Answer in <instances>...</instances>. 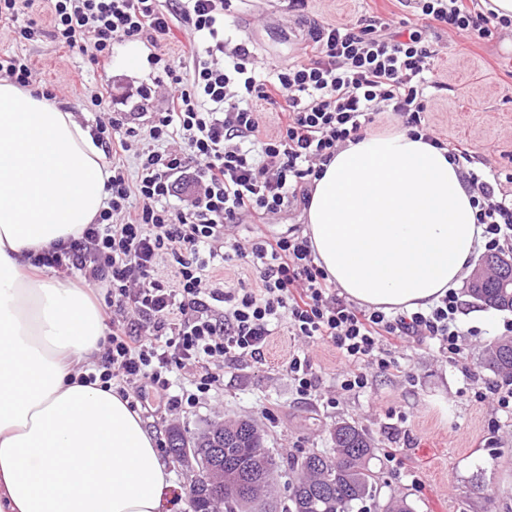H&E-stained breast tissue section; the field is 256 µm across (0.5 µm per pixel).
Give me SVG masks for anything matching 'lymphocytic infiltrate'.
<instances>
[{
	"label": "lymphocytic infiltrate",
	"instance_id": "lymphocytic-infiltrate-1",
	"mask_svg": "<svg viewBox=\"0 0 512 512\" xmlns=\"http://www.w3.org/2000/svg\"><path fill=\"white\" fill-rule=\"evenodd\" d=\"M418 24L392 29L362 14L345 22L313 21L304 57L266 74L239 43L225 51L224 17L232 0H51V36L112 60L116 43L143 34L153 42L181 26L192 46L189 74L167 54L155 61L174 90L168 108L141 128L112 120L91 132L111 158L110 198L80 237L33 255V265L78 271L105 292L112 327L86 383L130 388V408L144 388L166 397L168 410L195 407L216 369L244 357L262 361L278 327L334 347L344 361L393 367L390 349L405 338L429 339L456 359L461 353L458 295L427 311L388 315L339 296L299 234L225 238L244 218L264 220L291 203H308L316 179L346 141L365 137L381 114L410 135L448 151L463 165L485 253L512 250V170L468 169L466 142L446 145L428 118L426 92L445 90L435 69L434 26L485 40L494 17L478 0H400ZM279 116L267 131L265 115ZM133 157L135 169L124 159ZM190 193L172 204L180 185ZM169 255L175 271L158 275ZM245 265L253 279L226 282L224 269ZM191 369L189 389L171 394L174 372ZM286 372L298 395L317 399L319 366L305 350L289 355Z\"/></svg>",
	"mask_w": 512,
	"mask_h": 512
}]
</instances>
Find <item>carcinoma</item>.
Returning <instances> with one entry per match:
<instances>
[{
	"label": "carcinoma",
	"mask_w": 512,
	"mask_h": 512,
	"mask_svg": "<svg viewBox=\"0 0 512 512\" xmlns=\"http://www.w3.org/2000/svg\"><path fill=\"white\" fill-rule=\"evenodd\" d=\"M468 292L489 308L512 311V288L498 287L495 279L471 282ZM484 363L493 372L512 373V336L492 341ZM331 440L329 451L288 463L290 494L285 502L272 494L281 462L249 420L227 421L199 435L175 429L170 450L176 462L196 466L201 476L215 459L224 471L223 487L204 483L189 498L192 512H353L377 494L378 476L370 466L375 443L347 422L336 426Z\"/></svg>",
	"instance_id": "1"
}]
</instances>
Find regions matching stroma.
Listing matches in <instances>:
<instances>
[{"label": "stroma", "instance_id": "stroma-1", "mask_svg": "<svg viewBox=\"0 0 512 512\" xmlns=\"http://www.w3.org/2000/svg\"><path fill=\"white\" fill-rule=\"evenodd\" d=\"M365 11L396 22L418 21L399 0H307L299 13L288 0H235L226 28L231 43H248L271 72L301 58V17L343 22ZM32 16L42 36L24 41L0 26V56L27 57L34 85L50 90L56 102L88 126L95 112L85 102L86 87L106 89L112 111L144 126L167 107V93L157 85L155 52L190 64L186 40L177 32L157 45L146 37L123 40L115 45L111 64L102 68L88 53L53 41L49 0H35ZM431 38L441 51L438 77L448 85L428 101L435 132L452 143L468 141L495 166L512 167V30L497 29L492 39L477 42L440 29ZM133 47L138 59L132 63L128 54ZM141 88L150 89L149 100L137 101L135 92ZM457 293L464 333L460 361L449 360L433 342L407 343L389 371L360 364L368 387L337 395L330 407L296 394L283 364L297 343L282 328L272 337L264 363H225L195 408L167 411L164 400L152 393L141 416L159 440L175 427L194 433L213 422L248 418L284 461L329 448L336 424L349 421L378 445L371 465L380 486L369 512H384L387 502L401 497L414 512H512V414L499 410L495 397L481 403L471 397L473 384L503 381L482 366L481 358L490 342L505 335L512 311L483 306L463 285ZM492 419L497 422L493 430L488 427ZM391 450L405 460V468L389 462Z\"/></svg>", "mask_w": 512, "mask_h": 512}]
</instances>
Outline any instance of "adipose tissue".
<instances>
[{
	"mask_svg": "<svg viewBox=\"0 0 512 512\" xmlns=\"http://www.w3.org/2000/svg\"><path fill=\"white\" fill-rule=\"evenodd\" d=\"M108 176L75 112L0 79V512H158L171 481L127 399L80 381L105 334L99 308L30 261L93 223ZM482 233L445 150L404 131L338 148L306 209L317 264L387 314L456 289Z\"/></svg>",
	"mask_w": 512,
	"mask_h": 512,
	"instance_id": "ef3b65f1",
	"label": "adipose tissue"
}]
</instances>
